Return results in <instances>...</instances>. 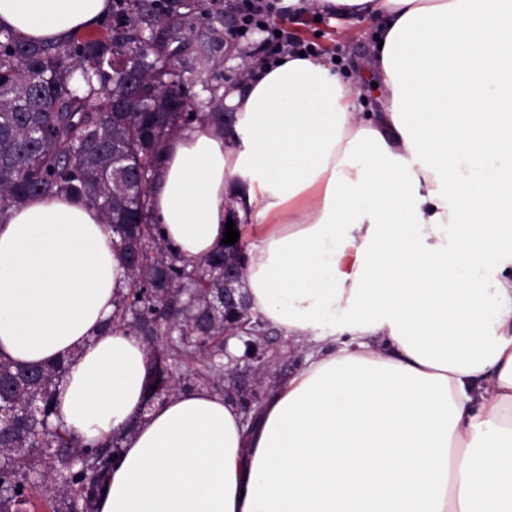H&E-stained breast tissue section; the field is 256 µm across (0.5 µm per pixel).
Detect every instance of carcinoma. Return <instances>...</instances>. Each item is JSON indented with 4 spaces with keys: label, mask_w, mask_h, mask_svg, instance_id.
Segmentation results:
<instances>
[{
    "label": "carcinoma",
    "mask_w": 512,
    "mask_h": 512,
    "mask_svg": "<svg viewBox=\"0 0 512 512\" xmlns=\"http://www.w3.org/2000/svg\"><path fill=\"white\" fill-rule=\"evenodd\" d=\"M193 31L182 15L146 0H112L99 34L33 45L0 31V217L30 197L56 194L96 208L129 274L112 325L154 342L150 404L173 389L180 368L220 390L224 268L244 283L241 242L187 263L149 208L164 143L199 120L170 52L139 49L140 23ZM195 63L212 71L211 38L197 36ZM145 181H140V171ZM119 174L126 184L113 181ZM182 336L174 347L167 335ZM66 367L30 368L0 358V512H31L42 490L51 512H96L100 481L120 439L90 446L50 420ZM88 458L86 468L71 464Z\"/></svg>",
    "instance_id": "carcinoma-1"
}]
</instances>
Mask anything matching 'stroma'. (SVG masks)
<instances>
[{
    "mask_svg": "<svg viewBox=\"0 0 512 512\" xmlns=\"http://www.w3.org/2000/svg\"><path fill=\"white\" fill-rule=\"evenodd\" d=\"M225 0H180V12L190 14L197 31L210 34L213 39L212 55L220 63L211 74L204 75L187 70L183 73L193 111H209L211 105L224 97V88L237 82L242 71L252 69L263 56L267 32L273 28L287 30L290 37L312 46L317 57L337 61L346 79L364 87L366 78L360 62L366 58L372 44L375 27L369 22H348L329 15L312 12L297 14L271 13L267 31L250 30L232 41L224 39ZM265 344L272 366L259 390L260 397L288 381L304 365L305 353L276 330H269Z\"/></svg>",
    "mask_w": 512,
    "mask_h": 512,
    "instance_id": "stroma-1",
    "label": "stroma"
}]
</instances>
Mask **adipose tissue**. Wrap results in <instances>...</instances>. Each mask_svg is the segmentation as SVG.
<instances>
[{
  "label": "adipose tissue",
  "mask_w": 512,
  "mask_h": 512,
  "mask_svg": "<svg viewBox=\"0 0 512 512\" xmlns=\"http://www.w3.org/2000/svg\"><path fill=\"white\" fill-rule=\"evenodd\" d=\"M313 8L378 24L380 111L285 51L225 87L230 129L166 141L151 192L188 262L238 216L252 317L308 347L251 420L205 387L146 407L94 207L33 196L0 221V356L67 361L60 423L123 438L97 512H512V0ZM110 9L0 0V27L62 44Z\"/></svg>",
  "instance_id": "obj_1"
}]
</instances>
